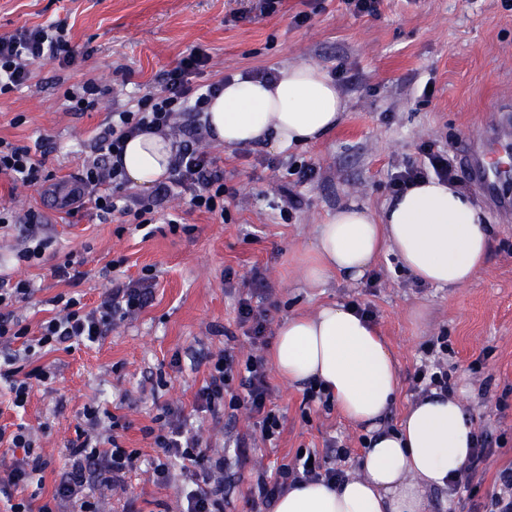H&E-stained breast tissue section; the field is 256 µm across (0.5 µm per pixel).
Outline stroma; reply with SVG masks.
<instances>
[{
  "instance_id": "stroma-1",
  "label": "stroma",
  "mask_w": 512,
  "mask_h": 512,
  "mask_svg": "<svg viewBox=\"0 0 512 512\" xmlns=\"http://www.w3.org/2000/svg\"><path fill=\"white\" fill-rule=\"evenodd\" d=\"M308 13L295 24L298 13ZM53 20L66 21L77 51L73 65L35 61L20 91L0 96V137L34 142L44 138L46 168L55 179L76 175L91 156V138L112 110L159 87L166 70L190 50L211 56L207 77L255 76L314 63L342 70L337 86L347 108L338 127L321 141L289 153L262 147L210 146L225 184L234 194L223 218L190 210L187 200L164 203L179 212L184 229L157 224L151 236L98 223L92 208L76 218L58 212L53 181L12 189L0 177V206L33 207L43 216L37 234L48 243L43 259L12 264L10 279L32 280L36 289L16 313L30 325L48 318L45 302L64 293L96 305L110 288L98 272L121 258L126 275L143 267L158 271L153 300L112 329L98 344L47 353L55 378L34 385L25 410H14L0 382V424L26 423L49 465L36 505L51 501L66 471L65 448L85 408L123 401L129 427L121 442L142 458L156 457L143 433L163 407L182 408L192 427L214 449L226 435L247 436L248 461L232 467L224 512H252L250 491L261 470L292 459L297 450L325 453L335 440L348 450L340 466L352 470L364 434L333 409L306 402L305 388L271 373L273 401L283 425L276 444L261 438L246 412L214 420L193 410L194 394L209 374L208 353L249 350L237 318V301L254 289L261 271L266 298L260 308L271 327L288 316L315 312L329 303L358 301L390 345L401 392L386 419L397 425L417 398L413 374L425 361L427 341L448 339V372L475 430L492 434L493 453L480 474L482 493L498 490L500 471L512 468V214L498 213L459 167L468 192L484 208L492 228L485 269L464 288L419 286L382 256L368 278H336L319 288L302 279L300 252L316 224L355 200L378 210L391 194L397 168L426 162L420 145L433 141L455 153L459 141L479 135L495 104H512V12L501 0H382L378 16H354L343 0H281L276 13L259 15L255 0H0V34ZM87 80L108 87L94 110L73 112L65 91ZM431 96H423L424 86ZM308 162L316 177L299 186V207L280 217V188L292 183L291 165ZM75 253L86 278L67 283L51 268ZM179 366H171L172 357ZM506 409H499V402ZM180 483L161 487L149 467L124 489L101 495L104 512H178Z\"/></svg>"
}]
</instances>
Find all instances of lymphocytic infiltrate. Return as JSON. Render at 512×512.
<instances>
[{
	"instance_id": "f902f5d3",
	"label": "lymphocytic infiltrate",
	"mask_w": 512,
	"mask_h": 512,
	"mask_svg": "<svg viewBox=\"0 0 512 512\" xmlns=\"http://www.w3.org/2000/svg\"><path fill=\"white\" fill-rule=\"evenodd\" d=\"M35 60L61 65L74 62L75 52L65 21L0 34V96L27 86L32 78L29 65ZM209 60L204 51L192 50L175 68L164 72L161 93L143 95L132 108L111 113L104 128L95 135L91 144L95 158L83 166L75 181L80 189L89 190L100 223L123 218L137 229H145L153 223L155 213L165 201L184 193L190 196L191 208L223 215L227 192L224 174L201 148L203 133L196 118L224 84L192 82L193 77L203 74ZM174 128L181 129L184 139L167 180L147 197L127 193L118 164L125 139L143 130L162 132ZM422 150L428 167L403 166L391 179L393 191H401L431 173L443 180L458 181L447 152L431 142L424 143ZM45 151L40 140L30 146L0 138V177L25 186L50 180L45 169ZM156 279V270L151 266L144 267L134 279L113 278L104 299L91 308L78 298L55 296L50 300L54 315L34 329L23 324L15 313L16 305L32 295L31 282H0V380L7 383L13 406H26L33 381L44 383L51 378L49 368L30 367L33 356L65 343L101 341L116 323L148 305ZM238 315L241 324L248 327L253 350L243 361L228 350L207 355L209 374L194 395V408L216 418L228 409H246L256 418L263 440L271 441L280 435L281 422L272 407L273 388L262 354L269 340L268 314L255 310L250 299L243 298L238 302ZM126 427L121 416L112 413L105 417L99 408H85L75 430L76 437L66 448L68 469L54 490L53 505L37 507L28 498L11 504L10 512H53L57 507L62 512H101L95 490L102 486L124 488L128 474L139 466V451L124 448L118 440V431ZM144 433L152 437L159 450L150 462L155 483L166 487L181 476L191 485L181 512H223L227 460L212 452L210 444L192 432L181 410L165 408L156 416L154 426L145 428ZM103 440L108 441V449H100ZM1 445L7 446L14 458L8 468L0 470V493L42 484L48 462L38 452L26 425L19 423L11 430L0 425ZM344 478L343 470L312 459L310 452L300 451L292 462L281 464L273 477H258L254 499L267 507L294 483L322 480L337 484Z\"/></svg>"
}]
</instances>
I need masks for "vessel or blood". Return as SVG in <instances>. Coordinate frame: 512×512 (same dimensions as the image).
Masks as SVG:
<instances>
[{"mask_svg":"<svg viewBox=\"0 0 512 512\" xmlns=\"http://www.w3.org/2000/svg\"><path fill=\"white\" fill-rule=\"evenodd\" d=\"M512 151V108H497L491 123L480 137L469 139L463 150L466 167L471 171L478 186L493 202L495 209H512V198L499 196V186L512 180L507 173L491 168L487 155Z\"/></svg>","mask_w":512,"mask_h":512,"instance_id":"vessel-or-blood-1","label":"vessel or blood"}]
</instances>
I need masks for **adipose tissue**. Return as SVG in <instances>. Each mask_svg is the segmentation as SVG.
<instances>
[{
    "instance_id": "adipose-tissue-1",
    "label": "adipose tissue",
    "mask_w": 512,
    "mask_h": 512,
    "mask_svg": "<svg viewBox=\"0 0 512 512\" xmlns=\"http://www.w3.org/2000/svg\"><path fill=\"white\" fill-rule=\"evenodd\" d=\"M345 109L331 76L301 63L271 84L239 76L226 81L200 121L224 147L284 152L319 141ZM176 149L171 136L157 131L128 138L125 181L153 187L167 177ZM491 245L492 228L475 199L432 176L395 195L381 212L352 201L328 213L301 264L306 284L319 287L339 275L361 279L380 255L391 254L415 281L454 289L485 267ZM270 359L293 384H321L337 411L368 434L360 467L343 484L304 483L277 499L272 512H432L431 491L447 488L467 465L475 430L456 398L425 395L398 427H383L399 391L398 368L374 325L352 308L336 304L289 316Z\"/></svg>"
}]
</instances>
